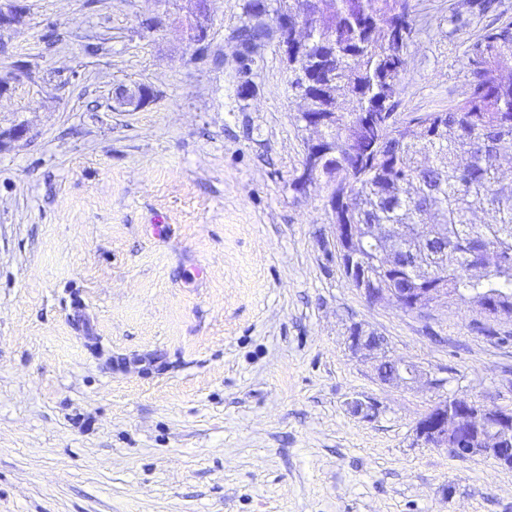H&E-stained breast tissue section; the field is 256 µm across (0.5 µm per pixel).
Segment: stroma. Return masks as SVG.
Wrapping results in <instances>:
<instances>
[{
	"label": "stroma",
	"mask_w": 512,
	"mask_h": 512,
	"mask_svg": "<svg viewBox=\"0 0 512 512\" xmlns=\"http://www.w3.org/2000/svg\"><path fill=\"white\" fill-rule=\"evenodd\" d=\"M469 2L411 0L401 115L453 109L467 46L512 22ZM23 3L0 56L31 66L0 93V127L29 129L0 148V512H512V469L414 443L444 398L512 411V317L348 284L323 182L291 187L307 133L277 41L237 94L242 0H211L205 54L174 0ZM356 325L442 386L383 383Z\"/></svg>",
	"instance_id": "stroma-1"
}]
</instances>
